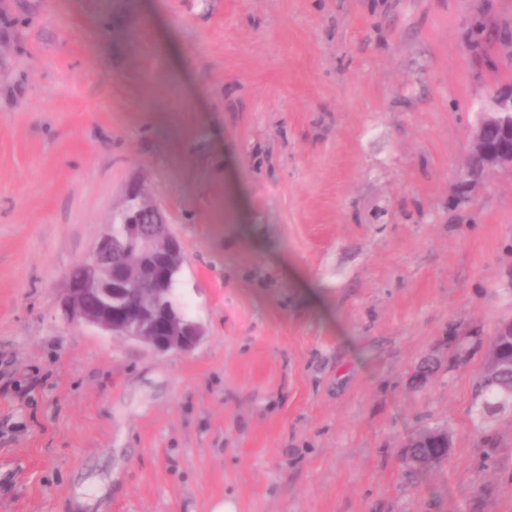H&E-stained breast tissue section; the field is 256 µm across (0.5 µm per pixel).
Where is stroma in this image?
Listing matches in <instances>:
<instances>
[{
  "label": "stroma",
  "instance_id": "obj_1",
  "mask_svg": "<svg viewBox=\"0 0 512 512\" xmlns=\"http://www.w3.org/2000/svg\"><path fill=\"white\" fill-rule=\"evenodd\" d=\"M510 83L512 0H0V512H512V411L475 400L512 171L460 184ZM134 184L188 352L56 309ZM178 285V277L177 273L172 274L166 281V284L163 288H155L154 293V301L157 303L162 299V308H172L175 310L182 311L187 317L185 310L183 309V305L181 304L179 298V288ZM166 288V291L162 297V292ZM438 429L430 428L425 429L419 434H416L410 441L405 453V463L409 467L423 466L435 467L440 465L447 459L450 449V442L448 440V447L442 448V439L438 436Z\"/></svg>",
  "mask_w": 512,
  "mask_h": 512
}]
</instances>
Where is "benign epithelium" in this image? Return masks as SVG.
Masks as SVG:
<instances>
[{"label": "benign epithelium", "mask_w": 512, "mask_h": 512, "mask_svg": "<svg viewBox=\"0 0 512 512\" xmlns=\"http://www.w3.org/2000/svg\"><path fill=\"white\" fill-rule=\"evenodd\" d=\"M512 117V86L499 87L491 96L483 121L474 132L471 152L486 158L485 169L501 168L512 171V146L506 144L490 149L484 141V130L490 127L508 129ZM141 190L130 187L117 214L125 217L127 239L148 250L149 243L158 231L165 232L171 248L184 252L183 242L171 233L168 224L139 223ZM126 244L105 231L94 243L90 252L80 259L76 267L80 274L67 276L66 287L59 295V308L70 327H94L110 336H117L144 344L157 353L186 352L201 340L199 324L169 313L163 329H158L148 306H127L124 292L137 286L125 266L113 267V253L121 252Z\"/></svg>", "instance_id": "benign-epithelium-1"}]
</instances>
